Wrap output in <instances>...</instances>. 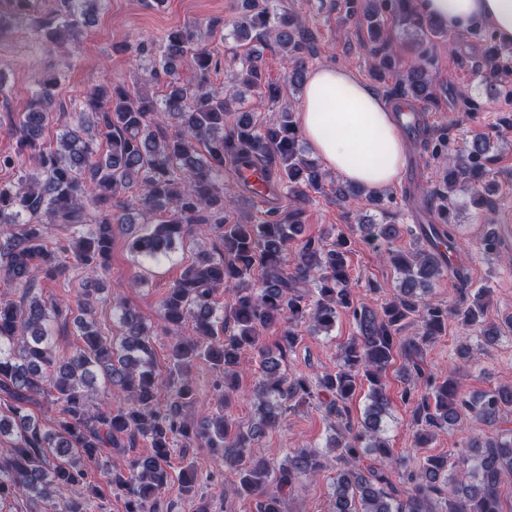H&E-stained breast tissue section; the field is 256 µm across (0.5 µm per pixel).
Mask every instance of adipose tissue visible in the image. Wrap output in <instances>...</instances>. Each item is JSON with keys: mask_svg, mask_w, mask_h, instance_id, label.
Instances as JSON below:
<instances>
[{"mask_svg": "<svg viewBox=\"0 0 512 512\" xmlns=\"http://www.w3.org/2000/svg\"><path fill=\"white\" fill-rule=\"evenodd\" d=\"M417 10L456 30L480 22L512 47V0H416ZM299 127L311 152L346 180L380 192L401 176L404 143L385 100L350 69L323 66L307 79Z\"/></svg>", "mask_w": 512, "mask_h": 512, "instance_id": "adipose-tissue-1", "label": "adipose tissue"}]
</instances>
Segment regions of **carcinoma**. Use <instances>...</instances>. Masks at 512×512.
<instances>
[{"mask_svg":"<svg viewBox=\"0 0 512 512\" xmlns=\"http://www.w3.org/2000/svg\"><path fill=\"white\" fill-rule=\"evenodd\" d=\"M101 0H59L45 39L59 44L58 34L72 38L95 13ZM347 13L366 30L365 47L376 75L393 71L397 50L384 36L391 15L416 33L421 45L448 31L422 16L413 0H345ZM245 12L232 23L231 35L243 45L273 42L294 66L283 83L265 79L262 55L243 53L234 82L272 103L307 79L310 53L301 20L271 8V0H243ZM483 62L493 77L484 81L492 97L512 98V50L484 38ZM161 58L146 69L150 79L166 77L165 94L132 96L122 85L97 86L73 108L74 125L45 145L42 132L58 79L44 81L12 132L16 149L0 155V170L16 182H0V273L15 288L19 301L0 299V508L23 500L50 512H107L96 503L101 490L89 480L96 472L110 492L123 501L124 512H160L158 493L171 482L199 497L197 512H215L214 500L198 496L196 466L172 463L174 446L198 445L238 474L233 493L256 500L257 512H284L286 496L303 478L323 468L315 450L295 448L278 467L262 458L247 459L255 440L273 428L291 407L316 399L333 421L329 444L340 449L341 468L333 482L329 512H512L504 505L505 480L512 479V433L473 437L454 460L428 456L410 469L393 454L385 437L391 399L386 374L395 358L403 378L412 383L401 394L411 406L416 447L425 448L437 432L472 414L494 420L512 408V383L475 398L464 393L454 372L439 381L425 375L420 361L453 318L464 328L483 322L488 289L480 288L455 308L427 301L424 292L449 268V255L436 239H452L456 199L464 194L476 208L493 206L489 177L498 156L495 140L473 135L464 148L448 153V132L428 138L432 156L441 162L435 190L438 223L428 225V246L412 251L388 250L386 259L400 275L396 296L375 311L353 302L348 254L350 238L340 233L332 244L308 240L287 259L286 246L302 224L303 204L324 192L317 160L300 139L298 118L283 107L273 123L259 126L249 112L224 122L232 100L216 91L210 76L216 62L190 28L174 29L162 40ZM190 52L195 81L185 84L174 58ZM389 93L425 106L437 102L425 55L409 65ZM170 123L173 135L160 134ZM108 139L106 152L94 148L97 136ZM230 181L220 183L224 173ZM261 174L286 188L288 207L275 206L261 224H246L230 214L237 189L250 187L248 176ZM97 215L87 220V208ZM164 213L166 219L142 233L133 231L137 217ZM396 215L381 223L359 225L368 242L387 244L401 234ZM66 224L63 244L45 242L46 225ZM190 224L214 225L217 244L200 250L183 269L161 302L170 328L190 321L195 334L169 344V373L158 369L150 329L136 310L119 307L122 335H104L90 298L102 291L101 273L112 255L115 226L129 230L130 250L147 260L167 256ZM81 273L83 300L73 307L35 293L36 279L55 282L71 271ZM232 296L217 314L215 294ZM351 316L358 334L340 348L336 370L315 380L290 377L282 361L301 337L295 327L313 322L330 329L336 315ZM71 323L80 342L65 357L53 348L54 325ZM277 327L275 348L262 342V331ZM258 358V379L251 399L256 420L243 430L227 413L187 418L195 404L193 366L206 363L224 376V406L230 404L239 368L247 356ZM104 381L113 401L94 403ZM367 381L370 392L361 421L351 420L349 400ZM169 385L165 402L159 388ZM58 407L46 421L31 412L37 398ZM123 448L126 467L114 470L107 450ZM370 457L376 466L362 468ZM407 485L400 494L397 484Z\"/></svg>","mask_w":512,"mask_h":512,"instance_id":"cac0c4a2","label":"carcinoma"}]
</instances>
